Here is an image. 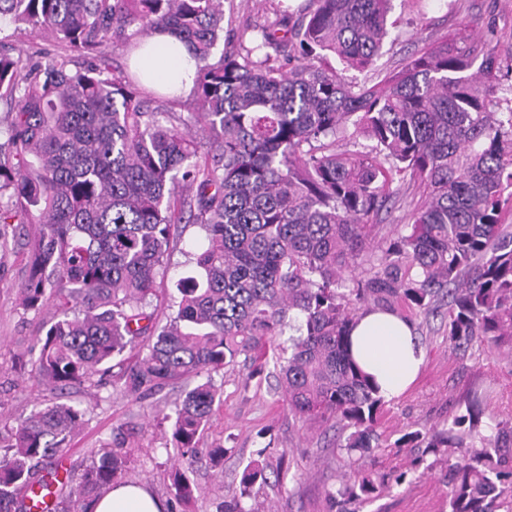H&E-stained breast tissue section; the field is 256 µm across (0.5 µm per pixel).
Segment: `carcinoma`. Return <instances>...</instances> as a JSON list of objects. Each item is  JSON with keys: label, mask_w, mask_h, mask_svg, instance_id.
<instances>
[{"label": "carcinoma", "mask_w": 512, "mask_h": 512, "mask_svg": "<svg viewBox=\"0 0 512 512\" xmlns=\"http://www.w3.org/2000/svg\"><path fill=\"white\" fill-rule=\"evenodd\" d=\"M223 0H0V21L51 35L64 52L47 61L9 53L0 28V248L24 225L22 305L55 314L29 360L39 382L95 387L116 358L155 337L118 373L129 395L186 376H207L176 407L172 439L197 448L218 391L212 373L294 331L281 365L282 397L303 421L336 419L343 447L372 452L383 404L378 386L349 358L366 310L428 315L448 299V341L512 350V107L496 100L503 63L467 36L408 57L372 86L336 71L374 66L388 35L391 0H309L295 17L246 25L213 60L224 32ZM157 31L184 41L197 60L196 111L174 116L141 81L111 71L103 49L132 52ZM211 134L199 152L195 129ZM354 129L369 151H336ZM421 193L404 230L379 245L368 226L388 210L394 180ZM198 224L206 247L195 275L177 281L175 315L156 330V281L165 274L170 226ZM87 409L68 401L33 411L0 448V512H88L112 486L126 455L108 451L72 489L68 471L44 475L63 455ZM477 396L448 426L398 444L455 448L450 512H498L512 496V420L481 426ZM264 467L248 464L244 506ZM174 472L171 493L193 498ZM378 491L370 476L331 499Z\"/></svg>", "instance_id": "carcinoma-1"}]
</instances>
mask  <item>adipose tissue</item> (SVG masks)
<instances>
[{"instance_id": "obj_1", "label": "adipose tissue", "mask_w": 512, "mask_h": 512, "mask_svg": "<svg viewBox=\"0 0 512 512\" xmlns=\"http://www.w3.org/2000/svg\"><path fill=\"white\" fill-rule=\"evenodd\" d=\"M135 67L150 86L174 84L177 94L193 86L195 59L176 37L157 33L136 56ZM350 353L358 366L378 385L381 396H400L416 380L423 351L408 318L393 311L361 314L350 333ZM91 512H165V504L141 484H118L104 490Z\"/></svg>"}]
</instances>
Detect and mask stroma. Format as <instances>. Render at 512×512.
<instances>
[{
	"label": "stroma",
	"mask_w": 512,
	"mask_h": 512,
	"mask_svg": "<svg viewBox=\"0 0 512 512\" xmlns=\"http://www.w3.org/2000/svg\"><path fill=\"white\" fill-rule=\"evenodd\" d=\"M305 0H224V38L232 40L244 23L274 21L277 11L303 13ZM393 26L372 70L346 71L349 82L373 85L405 58L457 34L485 40L501 57L512 56V0H393ZM206 245L195 224L171 227L168 272L158 288L155 316L166 323L175 284L190 275L189 256ZM26 275L21 243L0 251V446L7 444L20 420L59 397L89 403L83 427L71 436L66 454L48 461L78 476L107 450L132 456L123 482L146 486L166 505V512H224L239 492L245 466L253 460L265 468L252 502L259 512H338L329 498L351 471L381 475L385 484L356 512H448V453L427 448H400L405 433L443 427L470 393L484 396L483 423L512 418V354L473 344L466 353L448 343V304L440 302L429 316L410 321L424 351V364L413 385L400 397L384 401L377 415L378 448L363 455L343 449L345 432L333 422L301 423L277 392L278 354L267 348L252 366H228L214 376L220 392L194 459L174 448L170 417L196 378L166 384L131 396L106 383L91 390H60L36 384L20 372L36 339L53 317L52 307L25 309L18 286ZM224 449L222 465L211 460ZM194 481L192 499L180 502L170 492L175 469Z\"/></svg>",
	"instance_id": "35a3bbf8"
}]
</instances>
